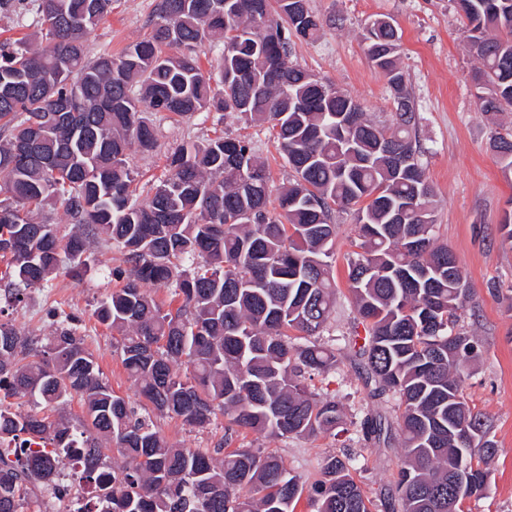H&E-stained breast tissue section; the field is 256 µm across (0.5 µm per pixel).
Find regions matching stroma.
I'll return each instance as SVG.
<instances>
[{
	"label": "stroma",
	"mask_w": 512,
	"mask_h": 512,
	"mask_svg": "<svg viewBox=\"0 0 512 512\" xmlns=\"http://www.w3.org/2000/svg\"><path fill=\"white\" fill-rule=\"evenodd\" d=\"M157 3L112 0L111 14L88 37L89 52L106 45L117 53L141 40L150 30ZM309 6L326 25L316 42H296L293 63L346 91L378 123H389L395 107L384 76L367 57L366 30L383 18L400 35L398 56L419 117L421 162L435 193L436 235L456 256L470 289L459 326L476 336L479 349L467 365L464 395L488 418L498 448L488 465L486 491L469 500L467 510L512 512V240L499 230L504 211L512 208V178L504 176L488 148L492 128L477 107L470 78L475 61L467 51L460 18L452 0H309ZM149 118L155 149L134 151L128 158L137 174L140 200L148 199L171 152L186 142L218 135L250 139L271 172L273 187L287 184L291 177L267 125L228 112H201L180 122L164 112L150 113ZM332 222L336 304L322 339L341 345L348 337L365 333L351 303L346 273L358 225L350 209L336 210ZM89 253V266L81 275L59 270L47 282L23 290L18 299L0 281V320L21 335L42 341L53 333L57 317H76L77 334L93 354L102 378L118 395L132 400L136 388L122 363L121 336L94 315L106 295L119 287L112 271L125 267V254L117 244L102 239ZM311 387L336 397L347 418L356 423L368 415L396 419L393 400L369 396L351 359L314 377ZM152 420L171 444L213 455L224 444L223 419L203 428L157 413ZM235 442L280 456L306 485L317 477L326 457L349 451L362 454L354 477L373 500V512H386L384 500L395 491L401 452L393 429L385 442L371 446L364 445L355 429L338 438L324 434L309 439L272 438L245 430Z\"/></svg>",
	"instance_id": "1"
}]
</instances>
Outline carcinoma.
I'll list each match as a JSON object with an SVG mask.
<instances>
[{"mask_svg": "<svg viewBox=\"0 0 512 512\" xmlns=\"http://www.w3.org/2000/svg\"><path fill=\"white\" fill-rule=\"evenodd\" d=\"M300 1L160 0L145 39L90 59L86 38L112 0H34L40 30L0 42V257L26 287L78 270L90 241L108 236L131 269L94 315L122 333V363L142 401L193 427L222 413L226 446L243 429L337 437L348 431L342 404L305 380L337 365L320 338L336 288L332 213L356 208L347 282L365 336L355 354L374 393L397 398L399 512H459L457 470L476 467L470 496H480L497 448L462 391L478 347L455 331L469 288L435 239L399 36L384 19L367 30L368 58L395 105L380 126L290 62L294 40L323 30ZM458 14L477 61V105L495 125L512 107V0H461ZM206 43L222 45L216 77L197 62ZM212 109L270 125L292 170L278 206L269 208L270 173L252 142L224 136L181 145L149 200L137 202L128 156L156 146L146 114ZM489 146L511 175L512 133L493 134ZM57 205L68 234L34 219ZM147 285L172 288L182 304L163 310ZM75 395L85 406L78 427L55 414ZM14 398L40 410L17 415ZM381 431L376 417L360 423L366 442ZM106 448L126 465L104 469ZM72 452L95 512H295L304 492L274 455L242 447L217 460L169 443L101 378L74 318L57 322L43 351L1 322L0 512H21ZM358 462L351 452L323 460L310 486L316 512H371L352 475Z\"/></svg>", "mask_w": 512, "mask_h": 512, "instance_id": "cac0c4a2", "label": "carcinoma"}]
</instances>
